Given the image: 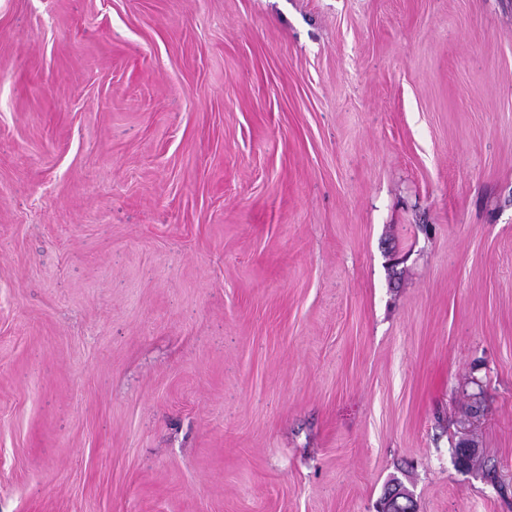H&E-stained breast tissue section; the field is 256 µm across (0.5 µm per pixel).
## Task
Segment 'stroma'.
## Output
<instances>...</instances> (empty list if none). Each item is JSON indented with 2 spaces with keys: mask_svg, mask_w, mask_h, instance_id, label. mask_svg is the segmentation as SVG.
I'll return each mask as SVG.
<instances>
[{
  "mask_svg": "<svg viewBox=\"0 0 512 512\" xmlns=\"http://www.w3.org/2000/svg\"><path fill=\"white\" fill-rule=\"evenodd\" d=\"M394 478L512 512V0H0V512Z\"/></svg>",
  "mask_w": 512,
  "mask_h": 512,
  "instance_id": "stroma-1",
  "label": "stroma"
}]
</instances>
